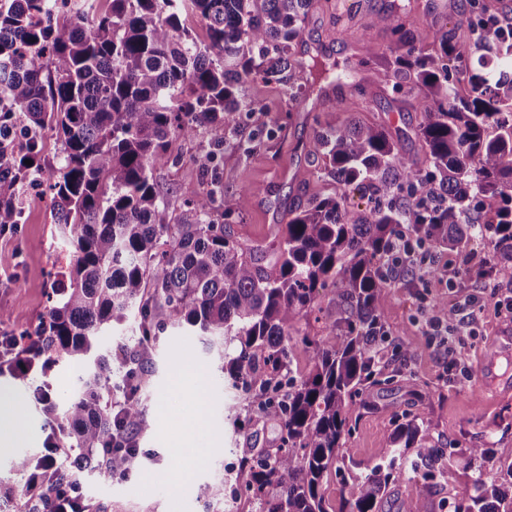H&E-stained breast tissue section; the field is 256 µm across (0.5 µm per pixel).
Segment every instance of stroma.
I'll use <instances>...</instances> for the list:
<instances>
[{
    "mask_svg": "<svg viewBox=\"0 0 512 512\" xmlns=\"http://www.w3.org/2000/svg\"><path fill=\"white\" fill-rule=\"evenodd\" d=\"M390 2L313 0L303 35L311 54L329 56L346 71L350 84L366 87V96L352 94L350 84L339 88L324 81L291 101L275 86L253 81L248 93L266 104L263 121L281 126L279 140L272 149L248 155L226 150L206 174L200 160L214 140V132L204 130L192 139H173L169 152L177 156V164L153 172L159 191L158 216L163 223H176L184 202L210 179H218L225 193L243 201L237 223L229 227L233 239L272 260L289 210L334 191L332 184L314 174L320 163L314 130L320 124L333 126L356 117L382 125L399 152L426 166L419 137L422 114L416 110L414 98L395 96L390 83L377 79L363 64L368 39H375L383 50L391 43L387 27H367L371 17L389 11ZM404 3L412 15L423 19L419 34L427 43L463 19L461 0ZM20 207V223L0 234V307L10 313L9 321L0 324V335L35 329L50 305L54 286L64 281L69 264L67 249L54 231L48 188L25 186ZM483 281L471 270L451 287L416 274H404L393 281L383 311L389 337L384 350L391 355L404 348L410 356L387 368L388 382L366 390L353 413L355 429L345 445V461L324 486L333 510L353 493L355 475L369 472L386 458L394 422L403 416H419L439 462L452 458L457 464L458 481L432 487L428 512H453L455 499L471 490L476 475L488 481L498 478L494 468L479 471L471 465L469 450L474 444H486L496 459L512 462V325L491 315L475 323L473 335L457 346L469 369L465 377L449 372L438 361L425 334V323L438 302L454 301L471 289L483 287ZM186 337V332L170 327L156 338L152 380L138 393L150 429L139 438L133 467L110 483L87 479L82 484V498L95 502L100 512H170L175 500L180 501L181 512H251L253 508L236 461L251 448H278V431L246 410L242 391L216 382L212 357L205 354L201 344L186 345ZM189 359L202 372L204 383H217L218 390L208 408L216 451L185 481L180 476L187 453L182 427L192 410V393L177 388L173 373ZM0 390L11 392L18 400L26 426L24 438L0 452V476L5 477L14 456L41 448L48 431L25 388L14 387L9 375L2 374ZM219 478L225 481L224 502L213 505L202 488ZM158 481L165 485V493H156L154 484Z\"/></svg>",
    "mask_w": 512,
    "mask_h": 512,
    "instance_id": "1",
    "label": "stroma"
}]
</instances>
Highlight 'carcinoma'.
Returning <instances> with one entry per match:
<instances>
[{
	"label": "carcinoma",
	"mask_w": 512,
	"mask_h": 512,
	"mask_svg": "<svg viewBox=\"0 0 512 512\" xmlns=\"http://www.w3.org/2000/svg\"><path fill=\"white\" fill-rule=\"evenodd\" d=\"M57 2L0 0V225L20 222L24 184L46 183L70 247L68 285L55 289L39 325L0 342V373L27 387L53 426L43 448L17 456L13 478L0 479V504L24 491L27 512H55L60 499H80L81 475L110 481L126 472L130 458L112 454V445L136 448L127 433L150 428L136 392L151 380L152 332L171 325L198 337L224 381L252 396L254 411L279 429L274 455L238 459L256 512H328L324 482L344 462L358 397L389 381L375 351L388 339L385 259L399 225L415 245L453 249L494 238L506 253L477 273L512 280V22L491 0H465L463 34L457 24L427 44L423 19L406 14L391 23L389 52L368 41L365 63L392 81L395 95L417 99L430 165L402 155L379 125L319 128L318 173L335 193L290 211L279 255L263 265L226 230L239 219L240 198L214 181L186 202L178 223L160 224L151 174L170 162L176 135L252 125L237 143L244 154L273 140L277 129L247 94L258 78L292 99L332 74L343 81L335 63L295 58L312 0H109L104 11L85 0L73 13ZM189 14L207 40L185 25ZM466 40L496 50L491 71L472 68ZM15 118L29 133L19 158L4 139ZM47 128L62 144L61 163L49 168L40 163ZM475 209L482 221L465 223ZM330 285L336 315L319 338L301 333ZM131 315L141 332L134 349L96 353L98 336ZM14 342L23 367L13 365ZM71 360L81 370L61 403L37 378ZM115 375L127 393L117 412L105 399ZM429 443L419 416L397 421L391 457L357 477L338 512H378L385 490L406 480L405 459H432ZM57 448L74 449V457L56 463ZM428 478L451 485L458 474L450 462ZM453 512H512V495L479 475Z\"/></svg>",
	"instance_id": "obj_1"
}]
</instances>
